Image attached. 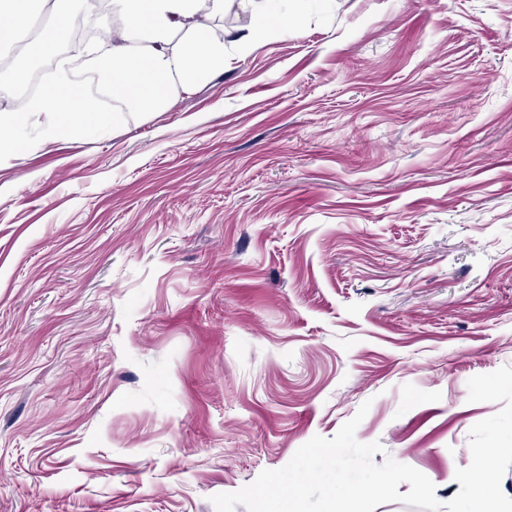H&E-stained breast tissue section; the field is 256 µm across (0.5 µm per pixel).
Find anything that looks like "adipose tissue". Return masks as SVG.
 I'll use <instances>...</instances> for the list:
<instances>
[{
	"label": "adipose tissue",
	"instance_id": "ef3b65f1",
	"mask_svg": "<svg viewBox=\"0 0 512 512\" xmlns=\"http://www.w3.org/2000/svg\"><path fill=\"white\" fill-rule=\"evenodd\" d=\"M99 12L98 0H0V46L17 42L31 20L47 15L50 25L30 44L25 61L0 73V157L17 146L16 130L26 117L46 116L54 131H82L100 113L98 100L77 88L76 77L89 62L98 66L99 84L112 95L116 112H164L179 90L224 63V40L215 28L226 11L241 8L251 17L250 36L264 32L269 21L288 23V0H109ZM101 16L112 28L108 42H85L78 54L65 55L71 14ZM52 62L38 95L17 98L30 72L29 59Z\"/></svg>",
	"mask_w": 512,
	"mask_h": 512
}]
</instances>
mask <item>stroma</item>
<instances>
[{
    "instance_id": "1",
    "label": "stroma",
    "mask_w": 512,
    "mask_h": 512,
    "mask_svg": "<svg viewBox=\"0 0 512 512\" xmlns=\"http://www.w3.org/2000/svg\"><path fill=\"white\" fill-rule=\"evenodd\" d=\"M165 112L0 161V512H214L356 431L439 501L512 365V0H289Z\"/></svg>"
}]
</instances>
